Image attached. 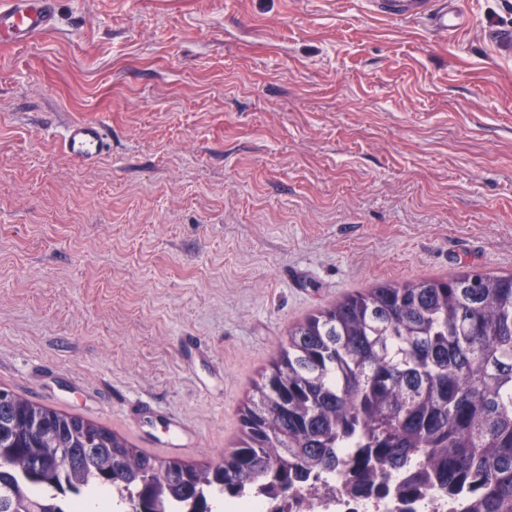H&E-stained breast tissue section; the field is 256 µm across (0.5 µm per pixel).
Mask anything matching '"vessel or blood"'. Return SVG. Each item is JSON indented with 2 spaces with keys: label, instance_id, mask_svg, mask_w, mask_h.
Returning <instances> with one entry per match:
<instances>
[{
  "label": "vessel or blood",
  "instance_id": "1",
  "mask_svg": "<svg viewBox=\"0 0 512 512\" xmlns=\"http://www.w3.org/2000/svg\"><path fill=\"white\" fill-rule=\"evenodd\" d=\"M58 0H0V43L23 46L53 28ZM370 8L382 16L403 20L427 19L431 28L448 34L463 29L467 19L456 0H370ZM64 151L73 159L90 164L109 149L101 125L74 122L62 139Z\"/></svg>",
  "mask_w": 512,
  "mask_h": 512
}]
</instances>
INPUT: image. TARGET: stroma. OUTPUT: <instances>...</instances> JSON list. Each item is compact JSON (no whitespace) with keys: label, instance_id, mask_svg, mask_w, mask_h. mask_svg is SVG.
<instances>
[{"label":"stroma","instance_id":"1","mask_svg":"<svg viewBox=\"0 0 512 512\" xmlns=\"http://www.w3.org/2000/svg\"><path fill=\"white\" fill-rule=\"evenodd\" d=\"M457 3L441 36L366 0H58L0 45V390L206 467L308 317L512 273V0ZM64 151L73 159L90 164L100 160L109 149L107 135L101 125L74 122L67 126L61 139Z\"/></svg>","mask_w":512,"mask_h":512}]
</instances>
